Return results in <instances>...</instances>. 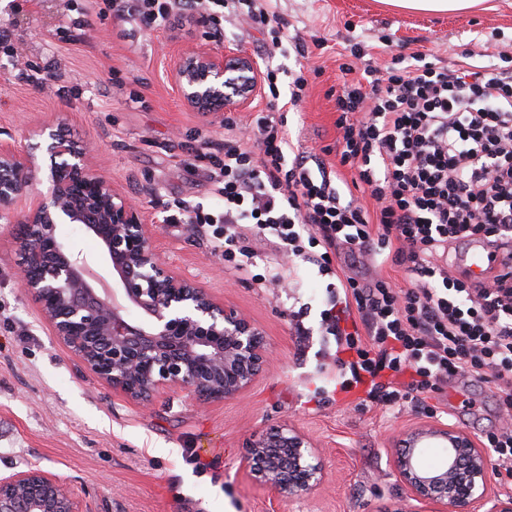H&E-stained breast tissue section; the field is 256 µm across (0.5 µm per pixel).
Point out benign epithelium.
I'll list each match as a JSON object with an SVG mask.
<instances>
[{
	"instance_id": "7a95c632",
	"label": "benign epithelium",
	"mask_w": 512,
	"mask_h": 512,
	"mask_svg": "<svg viewBox=\"0 0 512 512\" xmlns=\"http://www.w3.org/2000/svg\"><path fill=\"white\" fill-rule=\"evenodd\" d=\"M173 78L183 103L211 119L245 108L261 86L258 61L240 48L206 46L178 53ZM46 137L50 166L32 149L0 142V221L17 224V274L51 333L101 382L147 407L160 394L187 391L211 404L237 398L263 373L270 349L260 328L216 301L197 281L160 258L156 231L139 208L91 166L86 142L53 124ZM48 183L38 190L39 175ZM76 224L98 257L58 236ZM397 476L411 499L430 512H512V497L487 495L490 462L479 442L453 427L424 422L402 431ZM429 443L444 448L437 467L421 463ZM320 445L283 424L246 442L243 463L277 497L313 492L321 483ZM0 512H89L74 488L38 468L0 478Z\"/></svg>"
}]
</instances>
